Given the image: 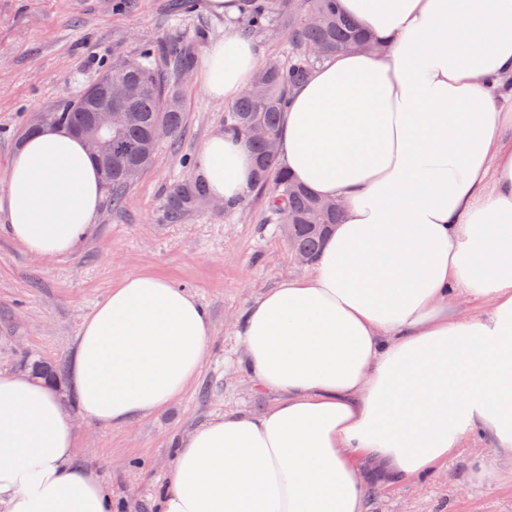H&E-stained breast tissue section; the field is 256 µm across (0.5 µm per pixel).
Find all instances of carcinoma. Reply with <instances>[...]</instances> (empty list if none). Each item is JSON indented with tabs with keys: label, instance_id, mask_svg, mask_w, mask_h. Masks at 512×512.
<instances>
[{
	"label": "carcinoma",
	"instance_id": "1",
	"mask_svg": "<svg viewBox=\"0 0 512 512\" xmlns=\"http://www.w3.org/2000/svg\"><path fill=\"white\" fill-rule=\"evenodd\" d=\"M286 2L243 0L237 23L244 36L255 38L286 30L288 40L283 55L266 61L244 95L225 113L224 130L247 139L254 159L251 188L263 190L272 186L268 203L271 218L282 219L292 249L313 260L338 223L339 208L335 202L316 197L306 186L290 178L278 165L271 143L277 141L290 88L327 58L355 49L370 41V37L340 11L338 0H304L306 14L316 17L313 24L295 20L287 12ZM166 53L174 59L177 74L191 69L189 50L170 45ZM158 56L159 47H148L135 57L112 61L103 72L131 89L124 108L131 117L112 130V167L100 170L103 190L112 198L114 206L125 201L126 192L134 183L127 176V169L142 172L152 162L157 147L155 129L165 126L175 137L183 126L177 81L168 70L156 64ZM104 104L103 98L91 103L82 94L63 102L43 119L77 130ZM208 199L203 181L187 179L169 193L163 208L164 221L178 224Z\"/></svg>",
	"mask_w": 512,
	"mask_h": 512
}]
</instances>
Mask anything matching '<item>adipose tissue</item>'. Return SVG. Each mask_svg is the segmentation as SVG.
Returning a JSON list of instances; mask_svg holds the SVG:
<instances>
[{
    "mask_svg": "<svg viewBox=\"0 0 512 512\" xmlns=\"http://www.w3.org/2000/svg\"><path fill=\"white\" fill-rule=\"evenodd\" d=\"M338 4L382 49L338 53L290 91L278 159L342 217L237 331L240 369L278 400L188 432L156 512H368L376 477L408 482L467 437L512 456V0ZM259 66L230 27L198 80L227 102ZM196 173L236 203L253 174L244 138L213 134ZM101 197L81 140L45 125L15 152L0 212L26 252L54 258ZM210 336L190 292L141 273L83 321L68 399L0 372V512H112L67 403L106 428L153 414L198 376Z\"/></svg>",
    "mask_w": 512,
    "mask_h": 512,
    "instance_id": "ef3b65f1",
    "label": "adipose tissue"
}]
</instances>
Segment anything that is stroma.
<instances>
[{
    "instance_id": "1",
    "label": "stroma",
    "mask_w": 512,
    "mask_h": 512,
    "mask_svg": "<svg viewBox=\"0 0 512 512\" xmlns=\"http://www.w3.org/2000/svg\"><path fill=\"white\" fill-rule=\"evenodd\" d=\"M226 24L206 3L175 0H0V183L23 130L41 113L77 97L119 56L149 44H177L201 56ZM181 132L162 140L122 208L103 200L97 219L69 254L27 255L0 214V372L52 367L65 392L68 357L82 322L121 278L152 273L187 289L212 327L198 377L167 407L130 424L101 428L78 409V460L110 488L116 512H154L181 437L224 413H258L275 398L239 370L237 324L261 292L301 276L281 225L268 221L263 193L249 191L233 210L206 202L178 224L163 205L192 177L188 161L224 128L227 103L208 97L195 72L180 77ZM370 512H512V460L472 437L431 474L382 486Z\"/></svg>"
}]
</instances>
